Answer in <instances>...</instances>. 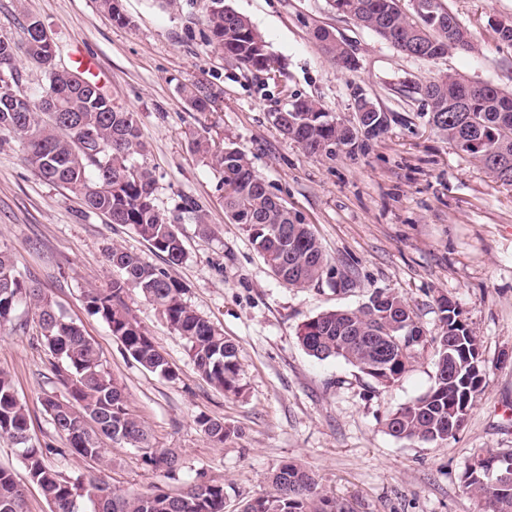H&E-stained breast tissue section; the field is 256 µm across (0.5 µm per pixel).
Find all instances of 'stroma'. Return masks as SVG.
I'll return each mask as SVG.
<instances>
[{
  "label": "stroma",
  "mask_w": 512,
  "mask_h": 512,
  "mask_svg": "<svg viewBox=\"0 0 512 512\" xmlns=\"http://www.w3.org/2000/svg\"><path fill=\"white\" fill-rule=\"evenodd\" d=\"M225 3L264 37L285 69L282 82L242 69L208 44L203 0H118L120 22L100 0H0V38L20 41L26 18H37L58 62L84 59L88 78L133 112L156 180L154 204L185 248L181 264L166 266L133 227L109 223L79 193L39 177L19 141L0 138V244L11 248L18 271L83 325L129 412L149 427L154 447L178 453L180 471L166 478L120 441L107 443L104 462L94 467L66 451L41 401L67 391L49 382L51 356L31 325L0 334V369L30 412L32 440L59 448L54 468L112 488L180 493L200 482L223 484L224 512H241L264 494L286 461L314 472L323 494L354 512H478L465 486L469 464L512 450V185L439 136L415 87L458 73L512 91V43L495 32L497 24L512 25V0H444L475 49L433 60L398 51L328 0ZM319 27L347 44L350 67L323 53L313 36ZM192 82L220 87L216 111L191 109L180 87ZM297 97L349 126L363 97L392 121L377 138L310 154L269 117ZM196 135L242 150L351 288L337 289L332 277L300 288L281 283L241 225L226 218L219 178L192 148ZM116 245L167 268L184 285V301L236 345L241 394L200 376L183 339L138 289H126V306L176 379L136 363L86 311L84 293L110 287L117 275L108 261ZM376 290L405 298L428 336L439 331V300L451 299L479 336L485 374L455 438L399 440L383 424L388 412L430 389L433 349L385 388L343 360L320 361L302 348L304 321L358 308ZM201 415L234 426L235 434L213 444L196 424Z\"/></svg>",
  "instance_id": "stroma-1"
}]
</instances>
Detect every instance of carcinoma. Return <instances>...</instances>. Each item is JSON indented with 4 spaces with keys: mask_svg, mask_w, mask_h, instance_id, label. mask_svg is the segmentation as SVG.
Returning a JSON list of instances; mask_svg holds the SVG:
<instances>
[{
    "mask_svg": "<svg viewBox=\"0 0 512 512\" xmlns=\"http://www.w3.org/2000/svg\"><path fill=\"white\" fill-rule=\"evenodd\" d=\"M209 43L241 66L256 72L274 70L275 58L250 20L224 4L204 0ZM332 6L373 30L399 51L434 59L453 51L474 50L472 38L454 27L455 16L433 0L435 16L404 12L400 0H331ZM322 49L343 64L352 61L345 43L324 28L314 31ZM44 66L49 86L37 100L13 90L19 82L18 53ZM425 98L434 129L456 150L466 154L504 184L512 185V112L504 111L508 94L489 83L470 88L466 80L448 74L416 86ZM197 112H210L217 96L203 83L182 87ZM368 101L357 103L364 111ZM273 125L306 151L333 152L348 129L309 99H295L287 108L269 113ZM380 132L389 126L387 113L364 111ZM17 137L30 162L48 182L83 194L87 206L112 224L133 227L169 265L184 259L182 242L173 225L154 204L155 180L145 161L146 149L133 113L116 105L102 86L82 73L55 63L51 38L37 19L23 27L16 43L0 39V134ZM195 152L219 176L224 212L243 226L256 250L284 283L298 287L319 281L332 271L309 225L302 223L272 194L253 170L243 151L216 147L204 136L193 140ZM121 278L105 290L84 293L85 309L109 327L125 352L142 367L167 379L176 372L129 314L125 289L137 288L156 305L170 328L181 336L202 376L212 386L237 394L241 390L235 345L183 300L184 286L156 266L120 248L110 254ZM378 303L356 309H336L305 321L298 338L306 353L318 360L340 358L382 387L399 382L421 350L435 352L433 385L412 403L384 418L388 433L398 439L442 443L467 419L479 389L473 368L484 371L480 340L459 318L457 308L438 302L440 331L418 343L407 335L416 325L403 297L375 291ZM33 314L39 335L52 355L51 374L68 391V398L46 396L42 406L54 432L69 449L37 445L30 435V415L20 400L12 376L0 370V439L19 449L27 480L36 485L51 512H224V485L200 483L172 495L152 491H111L80 476H67L48 462L50 455L70 450L86 461L103 457L105 441L121 440L143 451L155 469L174 473L178 457L150 446L146 424L130 414L121 388L112 378L94 340L83 327L66 318L51 296L28 284L16 271L11 250L0 245V330L25 331L16 320L19 309ZM395 340L393 350L380 353L365 347L364 336ZM200 431L216 444L231 428L200 416ZM270 491L254 498L243 512H353L349 506L320 493L312 472L289 462L269 477ZM466 486L477 498L480 512H512V452L488 451L479 468L468 467ZM16 474L0 467V512H24L25 497Z\"/></svg>",
    "mask_w": 512,
    "mask_h": 512,
    "instance_id": "1",
    "label": "carcinoma"
}]
</instances>
